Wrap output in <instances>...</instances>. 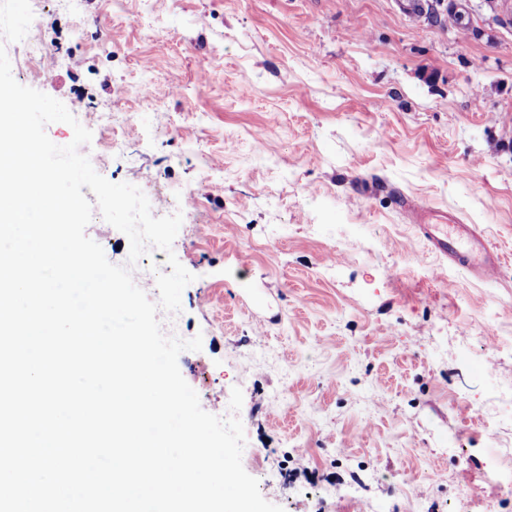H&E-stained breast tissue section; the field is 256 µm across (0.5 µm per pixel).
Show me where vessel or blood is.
Wrapping results in <instances>:
<instances>
[{
  "instance_id": "vessel-or-blood-1",
  "label": "vessel or blood",
  "mask_w": 512,
  "mask_h": 512,
  "mask_svg": "<svg viewBox=\"0 0 512 512\" xmlns=\"http://www.w3.org/2000/svg\"><path fill=\"white\" fill-rule=\"evenodd\" d=\"M417 229L437 255L447 258L475 279L492 282L503 271V258L474 225L459 223L449 213L435 214L426 210L417 214Z\"/></svg>"
}]
</instances>
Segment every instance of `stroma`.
<instances>
[{
  "label": "stroma",
  "instance_id": "stroma-1",
  "mask_svg": "<svg viewBox=\"0 0 512 512\" xmlns=\"http://www.w3.org/2000/svg\"><path fill=\"white\" fill-rule=\"evenodd\" d=\"M0 45L96 172L158 211L193 190L195 279L158 319L201 337L180 372L267 501L512 512L487 466L512 447V0H0ZM406 198L476 225L502 278L430 252ZM86 234L129 264L101 213Z\"/></svg>",
  "mask_w": 512,
  "mask_h": 512
}]
</instances>
